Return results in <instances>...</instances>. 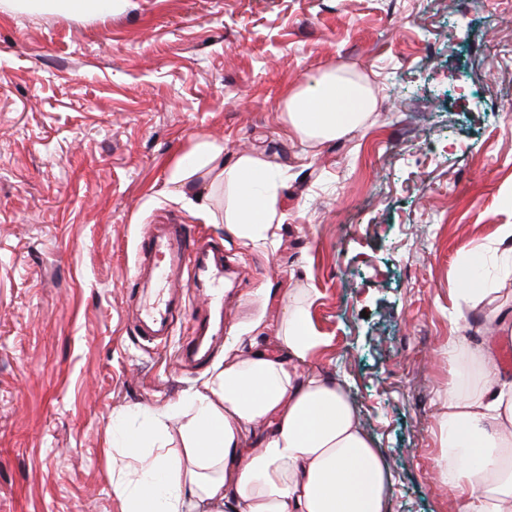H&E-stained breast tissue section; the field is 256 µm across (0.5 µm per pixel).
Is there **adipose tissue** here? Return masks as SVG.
<instances>
[{
  "label": "adipose tissue",
  "mask_w": 512,
  "mask_h": 512,
  "mask_svg": "<svg viewBox=\"0 0 512 512\" xmlns=\"http://www.w3.org/2000/svg\"><path fill=\"white\" fill-rule=\"evenodd\" d=\"M118 0H0L4 12L108 15ZM376 107L358 70L331 65L312 81L287 89L277 108L290 138L323 145L362 127ZM228 188L224 222L257 249L275 236L280 187L275 164L254 154L225 161L221 145L202 140L171 167L180 195L198 194L196 174ZM512 278V224L495 241L465 255L456 306L460 321L477 316L491 329L479 346L449 349L454 369L436 461L456 512H512V372L498 360L512 339V313L497 301L485 275ZM311 299L282 319L281 354L231 344L202 388L187 391L151 418L112 436L128 459L115 474L123 512H387L392 476L363 430L342 384L308 368L325 344ZM180 420L182 451L171 452L168 424Z\"/></svg>",
  "instance_id": "ef3b65f1"
}]
</instances>
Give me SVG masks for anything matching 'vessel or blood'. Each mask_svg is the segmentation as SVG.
Segmentation results:
<instances>
[{"mask_svg":"<svg viewBox=\"0 0 512 512\" xmlns=\"http://www.w3.org/2000/svg\"><path fill=\"white\" fill-rule=\"evenodd\" d=\"M137 254V278L152 276L168 289L163 297L136 298V325L140 332L148 341L168 339L187 296L202 298L205 306L191 333L180 340L178 355L186 364L206 365L216 340L224 334L223 251L200 241L187 244L183 225L157 224L142 235Z\"/></svg>","mask_w":512,"mask_h":512,"instance_id":"vessel-or-blood-1","label":"vessel or blood"}]
</instances>
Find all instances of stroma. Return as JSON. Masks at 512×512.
<instances>
[{"label":"stroma","instance_id":"obj_1","mask_svg":"<svg viewBox=\"0 0 512 512\" xmlns=\"http://www.w3.org/2000/svg\"><path fill=\"white\" fill-rule=\"evenodd\" d=\"M369 78L368 123L314 147L276 105L332 65ZM202 139L283 173L257 250L177 196ZM512 0H125L105 17L0 12V512H122L112 418L201 387L176 334L135 326L139 233L181 224L229 258L224 341L278 324L298 289L388 462L391 512H455L432 477L450 312L469 249L512 224Z\"/></svg>","mask_w":512,"mask_h":512}]
</instances>
